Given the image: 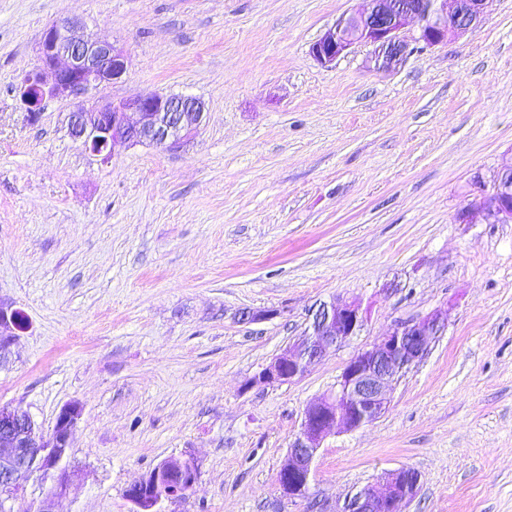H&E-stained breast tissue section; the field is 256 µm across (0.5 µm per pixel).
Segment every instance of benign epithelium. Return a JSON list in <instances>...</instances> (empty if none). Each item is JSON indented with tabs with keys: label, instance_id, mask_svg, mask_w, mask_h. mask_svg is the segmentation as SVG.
I'll use <instances>...</instances> for the list:
<instances>
[{
	"label": "benign epithelium",
	"instance_id": "benign-epithelium-1",
	"mask_svg": "<svg viewBox=\"0 0 512 512\" xmlns=\"http://www.w3.org/2000/svg\"><path fill=\"white\" fill-rule=\"evenodd\" d=\"M455 8L448 11V2ZM368 7L328 29L311 47L322 65L333 63L357 43L374 47L376 61L387 65L404 56L409 46L405 29L419 24L416 42L435 46L448 37L478 25L489 0H367ZM67 22L47 27L38 48V65L19 88L22 108L35 120L48 98L78 94L117 79L126 70L124 55L114 45L78 37ZM203 116L202 103L193 97L160 93L131 100L107 101L88 111L71 115L68 131L90 152L108 161L120 144L149 143L171 147L194 133ZM476 207L488 220L512 222V167L494 179L493 191ZM365 321L361 304L333 298L312 311V321L298 342L285 347L245 387L275 385L304 376L332 348L356 335ZM11 323L25 329L20 311L0 302V325ZM443 315L436 310L416 320L394 325L371 347L358 352L345 365L334 387L311 402L304 411L299 434L291 444L280 476L288 480V497L304 499L319 449L332 429H357L376 420L387 408L388 387L397 374L420 362L444 329ZM82 413L77 402L64 405L51 433L45 434L26 413L0 405V509L24 492L18 482L23 473L39 472L50 480V490L36 512H53L55 498L66 495L76 477L67 459L71 433ZM198 478L192 458L162 462L126 490L133 512H158L164 498L182 495L178 487L191 489ZM178 487H173V484ZM384 489L365 487L332 512H399L416 486L408 469L385 474Z\"/></svg>",
	"mask_w": 512,
	"mask_h": 512
}]
</instances>
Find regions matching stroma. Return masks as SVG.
<instances>
[{
  "label": "stroma",
  "mask_w": 512,
  "mask_h": 512,
  "mask_svg": "<svg viewBox=\"0 0 512 512\" xmlns=\"http://www.w3.org/2000/svg\"><path fill=\"white\" fill-rule=\"evenodd\" d=\"M365 7L0 0V301L29 324L0 326V404L47 432L81 404L55 512H131L132 482L187 457L197 482L161 512H331L401 467L420 476L401 512H512V222L457 221L512 165V0L390 67L365 44L321 65L312 44ZM64 19L126 58L99 97H197V132L105 163L68 133L86 96L28 120L18 89ZM335 296L365 310L357 335L302 378L247 387ZM438 309L442 335L386 411L333 430L308 498L283 496L306 405Z\"/></svg>",
  "instance_id": "obj_1"
}]
</instances>
